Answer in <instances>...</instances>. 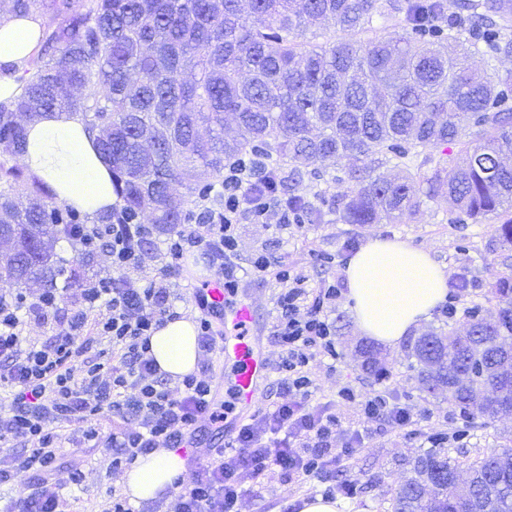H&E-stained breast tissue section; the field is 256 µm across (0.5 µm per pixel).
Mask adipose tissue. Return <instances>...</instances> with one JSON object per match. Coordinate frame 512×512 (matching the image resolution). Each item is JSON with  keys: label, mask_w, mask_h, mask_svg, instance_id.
I'll return each mask as SVG.
<instances>
[{"label": "adipose tissue", "mask_w": 512, "mask_h": 512, "mask_svg": "<svg viewBox=\"0 0 512 512\" xmlns=\"http://www.w3.org/2000/svg\"><path fill=\"white\" fill-rule=\"evenodd\" d=\"M40 31L35 14L0 22V102L19 95V76L38 49ZM24 127L22 162L56 200L91 218L116 204L111 167L81 117L47 112L25 120ZM344 273L359 331L387 347L398 346L448 296V277L430 253L399 240L368 241L349 258ZM150 354L171 379L195 372L200 358L195 323L186 317L166 322L151 337ZM184 470L173 450L156 449L124 472V494L135 506L157 499Z\"/></svg>", "instance_id": "adipose-tissue-1"}]
</instances>
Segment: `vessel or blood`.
<instances>
[{"label": "vessel or blood", "mask_w": 512, "mask_h": 512, "mask_svg": "<svg viewBox=\"0 0 512 512\" xmlns=\"http://www.w3.org/2000/svg\"><path fill=\"white\" fill-rule=\"evenodd\" d=\"M205 293L214 304L215 311L226 328L219 355L225 364L234 370L235 402L241 414H249L258 403L260 386L267 372L265 358L248 336L249 327L255 316L254 307L244 300L226 302L224 284L219 280L210 281Z\"/></svg>", "instance_id": "1"}]
</instances>
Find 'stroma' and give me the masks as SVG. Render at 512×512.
Masks as SVG:
<instances>
[{
	"instance_id": "1",
	"label": "stroma",
	"mask_w": 512,
	"mask_h": 512,
	"mask_svg": "<svg viewBox=\"0 0 512 512\" xmlns=\"http://www.w3.org/2000/svg\"><path fill=\"white\" fill-rule=\"evenodd\" d=\"M345 175V169L326 162L318 165L316 172L305 171L284 180L282 189L287 193L295 189L310 193L322 189L333 194L340 191L339 180ZM455 215V205L447 192L442 191L434 197L423 198L416 213L398 224H345L333 212L327 214L324 223L285 231L272 224H244L240 227L237 262L247 265L258 250L284 257L297 273L305 276V287L313 293L324 282L343 275L353 248L362 247L375 238L404 241L429 251L447 272L449 290L458 291L461 297L455 317L448 319L441 310H434L431 317L420 324L418 334L450 328L462 334L468 328L469 308L478 305L485 311H494L491 290L496 280L512 268V248L500 246L495 219L458 224L454 221ZM211 276L206 259L196 254L189 256L181 271L170 279L176 310L194 315L193 293ZM279 289V284L269 274L248 279L239 289L240 294L253 303L256 341L269 365L261 389L262 404L266 407L281 399L274 371L280 348L272 334ZM328 315L335 326L341 357L332 361L321 356L312 362L310 371L316 390L311 402L328 405L345 424L367 429L369 433L364 449L350 462L348 470L336 474L337 479L357 482V495L340 499L344 512H391L394 490L407 476L405 462L422 454L429 444L427 436H411L383 422L361 420L356 406L339 398L342 388L352 386L362 394L388 388L414 413H427V435L467 428L464 439L447 442L449 457L472 460L494 449L512 448V415L493 422L465 425L459 411L449 405L447 395L420 390L417 371L402 345L386 349L391 375L385 380L377 379L362 368L361 347L367 338L359 331L346 297H339ZM60 434L67 460L85 475L81 485H69L61 491L70 512H103L110 491L119 485L120 473L109 471L104 449L72 447L70 427H61ZM321 490V485L314 481L284 483L275 478L268 482L262 497L244 496L240 512H282L285 504L301 502L319 495Z\"/></svg>"
}]
</instances>
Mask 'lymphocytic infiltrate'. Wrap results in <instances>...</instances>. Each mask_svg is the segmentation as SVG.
<instances>
[{"label": "lymphocytic infiltrate", "instance_id": "1", "mask_svg": "<svg viewBox=\"0 0 512 512\" xmlns=\"http://www.w3.org/2000/svg\"><path fill=\"white\" fill-rule=\"evenodd\" d=\"M279 185L273 165L243 156L226 163L218 185L195 199L187 223L169 230L161 265L151 275L145 272L146 247L154 225L117 206L111 223L69 225L74 251L99 250L110 263L108 274L84 281L70 312H61L53 288L31 301L17 290H0V387L8 388L11 406L8 416H0V441L25 448L0 460V484L20 472L35 478L32 491L6 512H66L59 487L81 484L83 473L62 458L58 429L65 424L74 428V447L106 445L115 471L157 448L197 444L201 423L220 434L233 425L227 448L205 449L195 470L178 477L183 491L165 512H239L242 497L260 494L266 479L319 480L330 466L346 467L364 434L343 428L328 406L311 404L315 382L309 372L316 355L336 354L327 310L341 294L340 282L312 296L283 258L265 251L250 258V274L273 273L282 286L273 335L281 348L277 371L285 397L273 410L236 419L233 399L217 400L210 380L194 373L171 393L149 354L154 331L177 317L168 275L185 256H206L217 279L234 290L241 282L235 262L241 225L285 229L306 223L305 211ZM27 318L55 323L47 344L25 341L21 326ZM339 396L357 403L362 418L422 429L421 418L388 390L360 399L346 387ZM106 418L112 432L105 438L99 424Z\"/></svg>", "mask_w": 512, "mask_h": 512}]
</instances>
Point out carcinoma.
<instances>
[{
	"instance_id": "obj_1",
	"label": "carcinoma",
	"mask_w": 512,
	"mask_h": 512,
	"mask_svg": "<svg viewBox=\"0 0 512 512\" xmlns=\"http://www.w3.org/2000/svg\"><path fill=\"white\" fill-rule=\"evenodd\" d=\"M44 20L40 50L0 102V288L38 280L54 287L64 259L53 243L87 218L56 201L21 162L23 119L81 116L100 134L118 205L151 214L160 232L187 220L189 197L219 181L225 161L276 155L297 174L318 161L352 163L350 185L331 196L345 224L413 214L444 189L457 210L500 220L512 247V72H477L470 60L512 57V0H9L15 16ZM400 29L375 34L378 19ZM322 19L339 38L305 39ZM231 118L246 133L224 137ZM442 149L434 159L422 153ZM395 161L393 177L376 173ZM185 184L188 195L172 191ZM498 310L469 336L427 333L408 345L420 389L478 418L512 411V274L495 285ZM366 370L388 373L372 345ZM392 512H455L468 495L478 512H512V449L461 464L431 448L409 462Z\"/></svg>"
}]
</instances>
